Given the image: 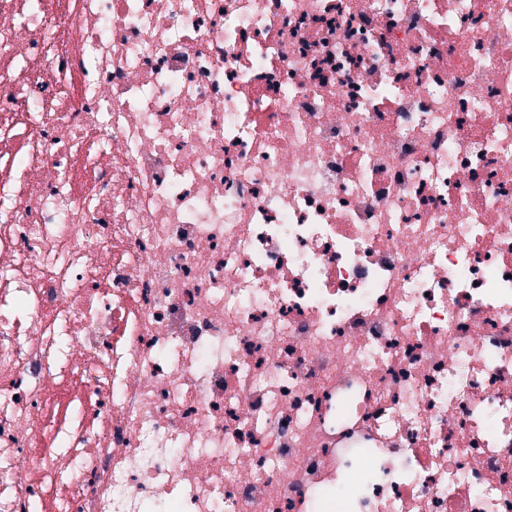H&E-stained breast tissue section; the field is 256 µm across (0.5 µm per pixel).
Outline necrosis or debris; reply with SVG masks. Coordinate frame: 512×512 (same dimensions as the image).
Returning a JSON list of instances; mask_svg holds the SVG:
<instances>
[{"instance_id": "1", "label": "necrosis or debris", "mask_w": 512, "mask_h": 512, "mask_svg": "<svg viewBox=\"0 0 512 512\" xmlns=\"http://www.w3.org/2000/svg\"><path fill=\"white\" fill-rule=\"evenodd\" d=\"M0 512H512V0H0Z\"/></svg>"}]
</instances>
